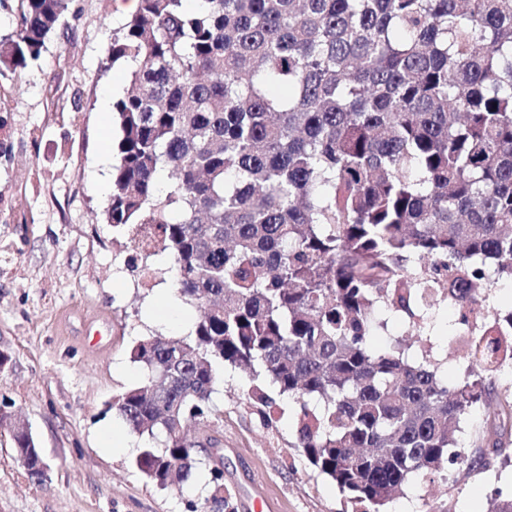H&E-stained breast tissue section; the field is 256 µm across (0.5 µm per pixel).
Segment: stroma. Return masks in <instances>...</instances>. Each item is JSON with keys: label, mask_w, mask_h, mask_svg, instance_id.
Masks as SVG:
<instances>
[{"label": "stroma", "mask_w": 512, "mask_h": 512, "mask_svg": "<svg viewBox=\"0 0 512 512\" xmlns=\"http://www.w3.org/2000/svg\"><path fill=\"white\" fill-rule=\"evenodd\" d=\"M129 13L117 0H70L40 58L18 81L0 78V394L32 433L48 465L29 477L9 433L0 434V512H187L211 494L210 464L179 486L160 488L133 464L143 444L113 402L144 374L135 343L187 336L196 312L174 291L171 265L150 278L132 272V246L108 224L118 128L112 107L129 85L128 67L108 49ZM426 340L443 375L463 378L449 356L458 306L433 310ZM252 382L228 367L212 396L228 512H352L334 482L297 448L294 403L277 397L264 416ZM119 431L126 449L103 447ZM485 468L449 481L412 482L390 512H483L487 498L512 497V449L487 455Z\"/></svg>", "instance_id": "1"}]
</instances>
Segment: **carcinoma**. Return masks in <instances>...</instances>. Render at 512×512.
<instances>
[{
	"instance_id": "carcinoma-1",
	"label": "carcinoma",
	"mask_w": 512,
	"mask_h": 512,
	"mask_svg": "<svg viewBox=\"0 0 512 512\" xmlns=\"http://www.w3.org/2000/svg\"><path fill=\"white\" fill-rule=\"evenodd\" d=\"M70 0H18L0 77L38 60ZM138 0L112 62L118 162L106 217L151 239L197 321L134 346L141 385L113 403L145 439L138 470L189 480L224 368L297 405V447L357 512H385L419 477L480 467L458 449L483 374L512 364V0ZM448 301L465 307L466 376L409 359ZM492 447L512 400L484 405ZM17 455L40 448L12 426ZM211 503L228 506L219 473Z\"/></svg>"
}]
</instances>
